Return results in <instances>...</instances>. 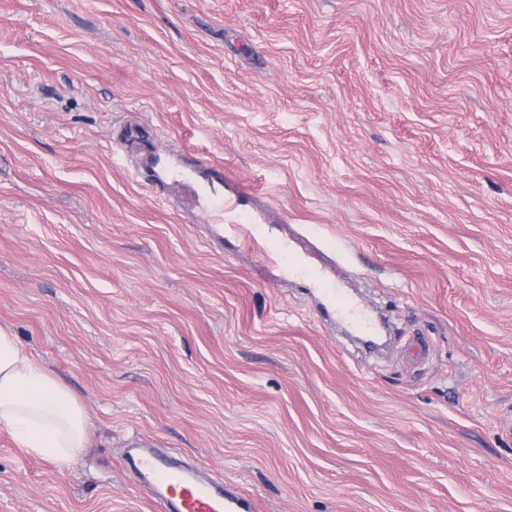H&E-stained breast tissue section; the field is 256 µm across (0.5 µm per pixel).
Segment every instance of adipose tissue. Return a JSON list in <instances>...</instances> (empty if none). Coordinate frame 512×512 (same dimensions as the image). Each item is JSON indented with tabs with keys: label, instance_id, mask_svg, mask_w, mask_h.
Instances as JSON below:
<instances>
[{
	"label": "adipose tissue",
	"instance_id": "adipose-tissue-1",
	"mask_svg": "<svg viewBox=\"0 0 512 512\" xmlns=\"http://www.w3.org/2000/svg\"><path fill=\"white\" fill-rule=\"evenodd\" d=\"M0 427L26 453L69 468L86 448L89 418L71 392L0 330Z\"/></svg>",
	"mask_w": 512,
	"mask_h": 512
}]
</instances>
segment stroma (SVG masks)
<instances>
[{
	"label": "stroma",
	"mask_w": 512,
	"mask_h": 512,
	"mask_svg": "<svg viewBox=\"0 0 512 512\" xmlns=\"http://www.w3.org/2000/svg\"><path fill=\"white\" fill-rule=\"evenodd\" d=\"M202 156L249 223L137 177ZM0 328L92 422L0 429V512H162L136 441L259 512H512V0H0ZM322 290L326 298L330 301L329 305L333 313L347 319L363 336L370 334L372 324L369 317L344 295L342 288H338L337 286L335 288L329 284H325Z\"/></svg>",
	"instance_id": "1"
}]
</instances>
